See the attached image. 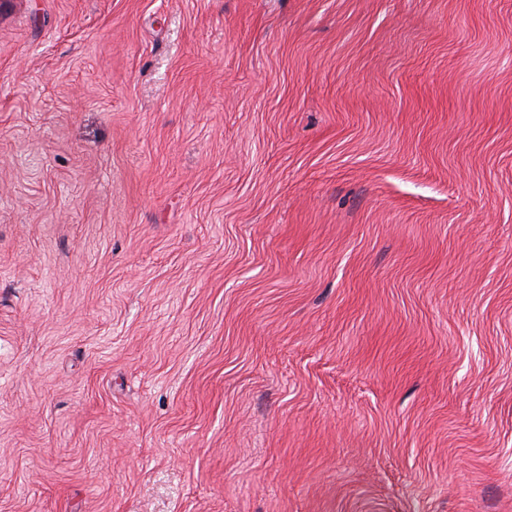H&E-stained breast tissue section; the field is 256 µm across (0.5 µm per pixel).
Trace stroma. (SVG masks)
<instances>
[{"mask_svg":"<svg viewBox=\"0 0 512 512\" xmlns=\"http://www.w3.org/2000/svg\"><path fill=\"white\" fill-rule=\"evenodd\" d=\"M0 512H512V0H0Z\"/></svg>","mask_w":512,"mask_h":512,"instance_id":"stroma-1","label":"stroma"}]
</instances>
